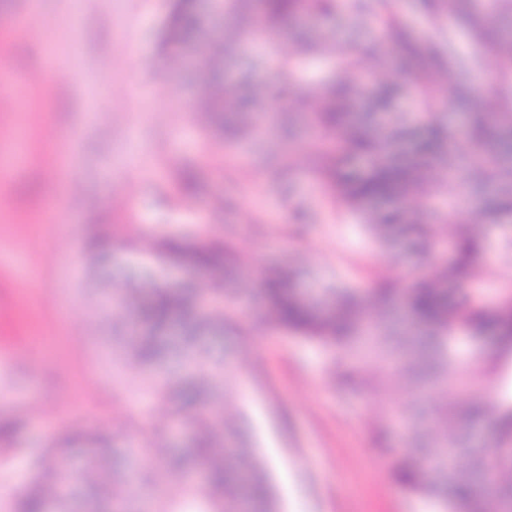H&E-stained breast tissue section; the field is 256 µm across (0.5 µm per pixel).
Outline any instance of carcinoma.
Returning <instances> with one entry per match:
<instances>
[{
    "label": "carcinoma",
    "instance_id": "obj_1",
    "mask_svg": "<svg viewBox=\"0 0 512 512\" xmlns=\"http://www.w3.org/2000/svg\"><path fill=\"white\" fill-rule=\"evenodd\" d=\"M410 8L443 27L439 39H424L402 12L400 0H220L210 20L211 39L199 70L206 74L231 53L243 35L258 29L270 36L285 22L297 26L289 48L273 50L276 85L272 94L247 76L238 83L217 77L189 110L201 122L224 127V137L244 140L260 114L277 112L281 125L294 122L282 95L295 88L294 101L309 116L322 144L315 175L334 200L357 213L364 229L386 258L404 243L418 253L437 256L416 268L401 283L380 281L370 300L347 288H322L311 297L297 288L290 265L266 266L257 274L239 264L231 235L185 241L163 238L155 243L162 259L201 269L216 283L218 305H198L191 288H153L149 300L135 289L119 305L126 313L124 367L144 388L140 398L170 405L169 418L188 425L192 448L183 460L181 488H157L154 512H279L275 489L253 440L238 426L228 406L230 382L223 363L207 361L196 338L216 324L246 326L237 300L224 294V277L248 280L262 290L266 330L286 331L334 353L331 374L348 386L375 396L384 378H396L405 394L395 412L406 420V446L424 444L433 454L406 456L385 449L389 468L408 492L423 497L436 512H512V403L475 393L477 382L491 383L512 361V288L497 289L486 303L467 285L493 282L498 272L478 263L486 227L512 224V0H411ZM350 19L366 29L379 50L373 69L363 73L364 51L351 38L336 48L334 37L303 24L305 19ZM204 25L197 0H172L164 47L172 63L182 60L185 45ZM483 82L490 102L476 105L474 90ZM366 99L368 111L350 112V90ZM448 110L467 117L463 140L441 121ZM448 177L434 180L436 165ZM406 198L424 202L420 212L400 207ZM455 224L453 247L445 250L438 228ZM403 304L406 325L393 324L383 310ZM180 324L190 373L161 377L156 367L165 358L167 331ZM461 333L478 340L494 336L497 348L476 357L473 375L453 378L468 393L462 402L445 396L448 372L457 357L453 340ZM434 403L435 427L423 429L417 397ZM112 428L83 433L89 448L82 472L84 490L113 512H124L131 486L105 447ZM492 419L497 453L490 459L473 446L468 426ZM139 438L154 449L155 462L169 459L162 434L145 424ZM77 428H70L46 451L47 462L31 475L29 485L9 512H68L70 493L56 479L51 461L66 451Z\"/></svg>",
    "mask_w": 512,
    "mask_h": 512
}]
</instances>
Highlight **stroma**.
I'll list each match as a JSON object with an SVG mask.
<instances>
[{"instance_id": "35a3bbf8", "label": "stroma", "mask_w": 512, "mask_h": 512, "mask_svg": "<svg viewBox=\"0 0 512 512\" xmlns=\"http://www.w3.org/2000/svg\"><path fill=\"white\" fill-rule=\"evenodd\" d=\"M172 0H0V417L20 428L0 456V512L27 486L16 459L34 465L69 424L85 428L117 409H141L114 382L112 296L157 285L204 292L208 273L162 261L154 241L233 231L240 262L281 260L299 288L339 283L368 294L422 264L402 247L376 255L355 217L313 176L306 118L291 138L265 135L240 148L220 129L190 126L200 72L172 67L162 37ZM28 18L13 26L14 16ZM193 169L196 187L179 175ZM66 225L59 235L58 225ZM249 333L214 328L203 340L237 383L243 416L281 512H428L383 460L405 445L388 416L400 390L373 397L336 383L330 356L300 336L272 334L256 293L240 300ZM165 424V423H164ZM74 450L54 464L73 491L70 512H94Z\"/></svg>"}]
</instances>
